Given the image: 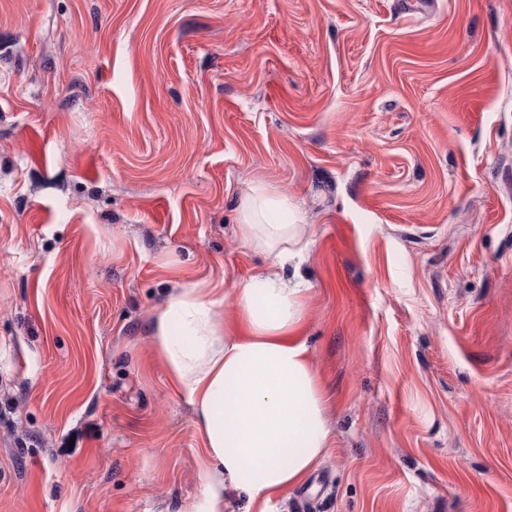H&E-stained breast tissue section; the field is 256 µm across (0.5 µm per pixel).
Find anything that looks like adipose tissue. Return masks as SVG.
Returning a JSON list of instances; mask_svg holds the SVG:
<instances>
[{
    "label": "adipose tissue",
    "mask_w": 512,
    "mask_h": 512,
    "mask_svg": "<svg viewBox=\"0 0 512 512\" xmlns=\"http://www.w3.org/2000/svg\"><path fill=\"white\" fill-rule=\"evenodd\" d=\"M238 234L268 262L236 290L231 318L206 283L168 290L151 323L152 349L174 392L193 408L206 443V485L181 512H245L304 481L333 435L329 399L301 334L308 291L304 226L288 199L254 184L238 204Z\"/></svg>",
    "instance_id": "ef3b65f1"
}]
</instances>
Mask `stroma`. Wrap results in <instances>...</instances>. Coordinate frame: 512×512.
I'll return each instance as SVG.
<instances>
[{"mask_svg": "<svg viewBox=\"0 0 512 512\" xmlns=\"http://www.w3.org/2000/svg\"><path fill=\"white\" fill-rule=\"evenodd\" d=\"M0 0V512H178L148 326L310 241L334 444L268 512H512V0Z\"/></svg>", "mask_w": 512, "mask_h": 512, "instance_id": "obj_1", "label": "stroma"}]
</instances>
